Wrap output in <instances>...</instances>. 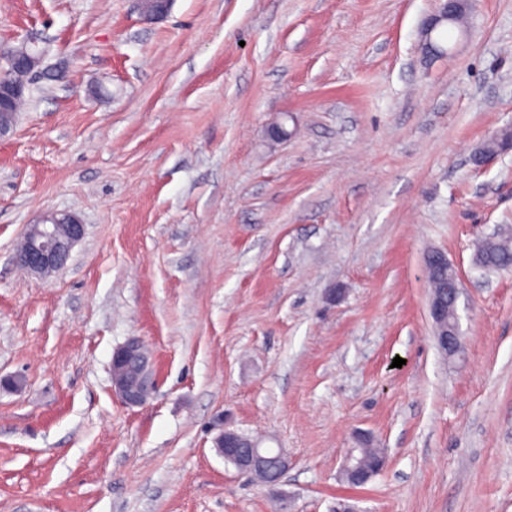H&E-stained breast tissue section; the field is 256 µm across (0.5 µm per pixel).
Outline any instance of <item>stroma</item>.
I'll list each match as a JSON object with an SVG mask.
<instances>
[{
    "label": "stroma",
    "instance_id": "obj_1",
    "mask_svg": "<svg viewBox=\"0 0 512 512\" xmlns=\"http://www.w3.org/2000/svg\"><path fill=\"white\" fill-rule=\"evenodd\" d=\"M438 7L0 0V48L63 72L0 137V512H512V270L474 260L512 229V152L471 162L512 122V0H469L429 62ZM48 211L85 235L40 278L15 253ZM431 249L465 290L448 360ZM219 418L288 450L277 492L217 454ZM365 440L386 465L351 488ZM500 130L496 131L492 136L484 140L480 145H478L472 155V161L475 166L482 167L490 163L494 160L500 153L511 150V143H502L499 141ZM488 143H498V148L495 150H487L486 144ZM131 365H136L139 368V378L136 383H130L122 374L123 369ZM154 383L155 378L141 340L130 338L113 351V391L124 404L129 406L144 404L154 390ZM385 455L381 448H372L371 446L365 445L362 448H350L347 450L344 461L340 468L342 470H351V472L360 479L359 471L357 468V461L360 465L366 469H370L376 461L380 459V456ZM357 458V460H356Z\"/></svg>",
    "mask_w": 512,
    "mask_h": 512
}]
</instances>
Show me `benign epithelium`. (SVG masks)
Masks as SVG:
<instances>
[{
    "label": "benign epithelium",
    "mask_w": 512,
    "mask_h": 512,
    "mask_svg": "<svg viewBox=\"0 0 512 512\" xmlns=\"http://www.w3.org/2000/svg\"><path fill=\"white\" fill-rule=\"evenodd\" d=\"M436 13L426 18L423 23L424 40L422 51L425 57L432 58L439 52L433 44V33L449 22H455L464 14L469 0H438ZM140 10L145 18L155 19L165 16L172 0H138ZM0 56L6 59L12 71L22 72L33 78L42 63L43 52L27 47L0 49ZM29 82H18L12 78L0 77V135L10 127L8 110L15 107L25 96ZM500 132L478 145L472 155L475 166L482 167L494 160L500 153L512 149L511 143L499 141ZM84 225L73 214L51 212L29 225L17 255V263L27 272L48 277L63 267L70 257L74 246L83 238ZM428 270L445 272L447 277L441 280V286L432 285L428 300L429 317L433 325V335L440 351L445 356H453L461 351L462 340L459 321L448 323V307H457L462 294L461 282L453 263L447 254L439 250H430L425 256ZM155 378L144 344L137 338H130L117 347L112 354V386L122 402L129 406H140L151 396ZM218 434L214 439L215 448L226 461H233L237 468L253 477L265 474V449L258 444H244L241 433L224 424L217 425ZM278 471L262 480L269 490L277 491L281 477L288 470L291 459L288 452L279 449L277 456Z\"/></svg>",
    "instance_id": "7a95c632"
}]
</instances>
